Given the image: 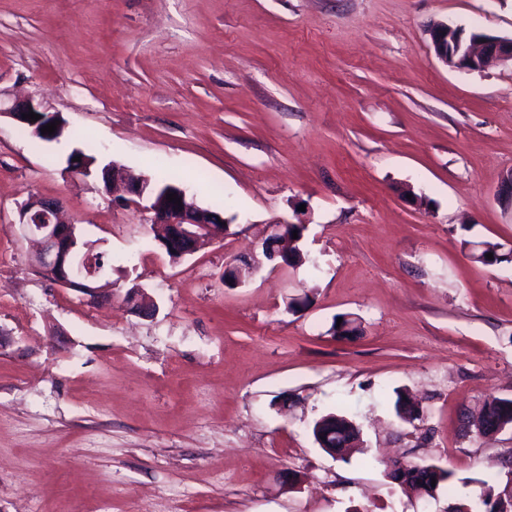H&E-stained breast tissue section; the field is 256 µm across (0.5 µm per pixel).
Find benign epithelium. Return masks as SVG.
<instances>
[{
  "mask_svg": "<svg viewBox=\"0 0 512 512\" xmlns=\"http://www.w3.org/2000/svg\"><path fill=\"white\" fill-rule=\"evenodd\" d=\"M454 26L446 22H437L429 30L431 46L437 58L449 67L465 71H482L497 64L512 63V38L488 36L474 33L464 41H458L453 48H448V40ZM40 115L33 122L22 118L29 112ZM9 114L15 121L29 125L37 130L53 122L56 130L45 138L54 141L64 132L65 122L55 113H50L41 105L29 100H15L7 108L0 107V113ZM77 174L88 176L95 174L103 183L105 189L125 190L129 201L139 203L142 199L149 200L146 210L151 224H160L164 228L161 245L166 253L175 259L194 254L205 242L220 238L226 232L224 216H214L199 206L186 192L177 193L181 204L164 201L163 204L152 202V194L148 190V182L144 178L134 179L125 169L110 162L97 171L92 166L83 165L73 169ZM221 228H216V225ZM19 226L24 235L38 238L40 245L36 255V263L49 280L72 286L73 274H78L84 288L82 292L90 299L96 300L112 295V281L109 279V268L91 249L82 250L77 247V237L80 236L77 225L69 220L57 200L37 197L24 202L19 209ZM287 222H279L269 226L263 240L268 261L283 267L280 261L278 238ZM130 308L140 314L148 315L155 311V305L145 289L135 285L128 289L125 296Z\"/></svg>",
  "mask_w": 512,
  "mask_h": 512,
  "instance_id": "obj_1",
  "label": "benign epithelium"
}]
</instances>
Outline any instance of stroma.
Returning <instances> with one entry per match:
<instances>
[{
  "mask_svg": "<svg viewBox=\"0 0 512 512\" xmlns=\"http://www.w3.org/2000/svg\"><path fill=\"white\" fill-rule=\"evenodd\" d=\"M512 37V0H0V512H447L497 492L512 431L465 429L512 398V65L442 64L428 27ZM162 170L223 214L172 260L135 205L73 176L75 150ZM57 199L112 258L91 301L38 269L19 207ZM305 224L295 268L242 265ZM237 266L239 283L224 284ZM141 285L154 317L124 297ZM362 332L340 338L336 316ZM427 441L396 418L397 392ZM345 413L347 459L312 424ZM455 474L437 499L383 462ZM30 111H33L35 114L40 115V119L36 122L31 121V119H23L22 114H29ZM5 112L9 114L15 121L30 125L31 127L37 129L41 133V129L47 125L48 123L55 122L56 130L52 135L42 134L47 140L54 141L57 140L64 132L65 122L64 120L55 113H49L46 109H44L40 104H35L29 100H15L12 104L7 108H2V102H0V114ZM48 119V121H46ZM32 134L41 141H45L41 134L35 133L31 129ZM46 142V141H45Z\"/></svg>",
  "mask_w": 512,
  "mask_h": 512,
  "instance_id": "35a3bbf8",
  "label": "stroma"
}]
</instances>
